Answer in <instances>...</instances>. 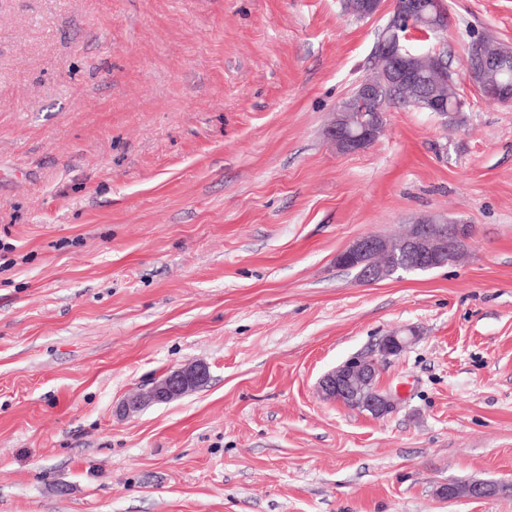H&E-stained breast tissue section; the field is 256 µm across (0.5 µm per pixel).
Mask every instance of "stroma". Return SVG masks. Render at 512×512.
Masks as SVG:
<instances>
[{
	"label": "stroma",
	"instance_id": "obj_1",
	"mask_svg": "<svg viewBox=\"0 0 512 512\" xmlns=\"http://www.w3.org/2000/svg\"><path fill=\"white\" fill-rule=\"evenodd\" d=\"M344 0H0V512H512V106L445 0L463 111L328 130L390 14ZM430 218L458 258L369 283L336 257ZM397 410L320 378L392 332ZM209 380L118 417L190 363ZM510 486L483 500L449 483Z\"/></svg>",
	"mask_w": 512,
	"mask_h": 512
}]
</instances>
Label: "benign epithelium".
I'll return each instance as SVG.
<instances>
[{
    "label": "benign epithelium",
    "mask_w": 512,
    "mask_h": 512,
    "mask_svg": "<svg viewBox=\"0 0 512 512\" xmlns=\"http://www.w3.org/2000/svg\"><path fill=\"white\" fill-rule=\"evenodd\" d=\"M434 0H391L390 31L380 36L376 52L385 63L384 82L380 85L370 79L362 80L353 97L344 102L336 111V119L330 127V134L337 149L344 153H356L367 149L385 131L386 113L381 110L382 98L389 88H411L421 96L424 106L431 112L442 114L448 111V99L425 92L426 78L439 76L444 69V52L433 47L425 52L413 50L408 41L411 34L400 36L395 19L406 24L423 21L434 33L446 29L443 21L437 19ZM499 56L486 51L478 53L476 67H466V73L479 95L485 99L512 105V87L479 84L475 81V69L493 71L499 68ZM372 107L365 115L362 125L356 130L347 127V116L352 104ZM472 235V226L460 222L444 224L430 219H421L413 225L412 232L403 242L393 245L386 239L365 236L341 252L338 260L355 268L364 263L365 256L375 250L402 251L411 262V270L428 271L442 268L455 260L453 246L466 241ZM413 337L399 332L382 339L375 353L369 356L357 355L343 362L339 367L326 373L319 381L324 396L330 400L350 405L351 408L374 416L394 412L401 400L400 395L382 389L377 376L382 365L396 357L412 342ZM209 378L208 367L202 363L190 364L169 373L163 382L153 383L145 392L122 401L118 410L132 415L151 403H167L184 397L201 388Z\"/></svg>",
    "instance_id": "benign-epithelium-1"
}]
</instances>
